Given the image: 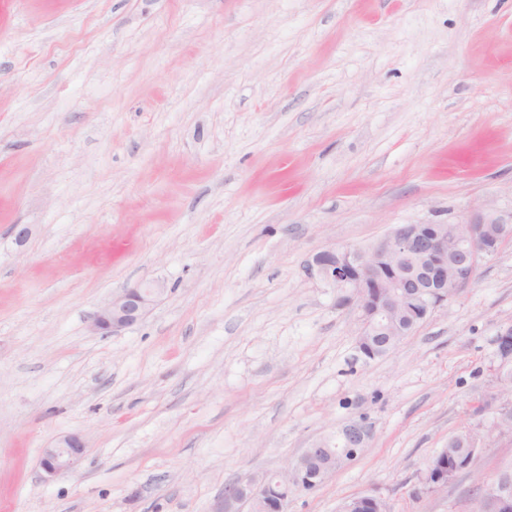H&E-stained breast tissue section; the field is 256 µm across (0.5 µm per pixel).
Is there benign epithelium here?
<instances>
[{
	"label": "benign epithelium",
	"mask_w": 512,
	"mask_h": 512,
	"mask_svg": "<svg viewBox=\"0 0 512 512\" xmlns=\"http://www.w3.org/2000/svg\"><path fill=\"white\" fill-rule=\"evenodd\" d=\"M512 235V219L478 216L461 224H396L384 237L366 248L334 247L315 253L307 264L308 274L331 288L342 291V307L354 305L361 313L363 329L356 348L361 352L367 339L390 348L389 336H401L424 322L430 314L448 305L475 278L481 261L491 256L498 244ZM163 285L149 281L127 288L94 316L92 330L114 334L138 323L149 311ZM497 369L512 365V324L502 326L495 340ZM499 405L488 419L465 428L472 457L478 458L485 438L505 433L502 419L512 411V401L497 396ZM373 426L361 414L336 430L340 447L328 438L318 440L288 467L272 475L245 472L224 488V512H242L243 505H268L271 485L288 497L310 492L324 485L336 471L365 453ZM85 452L84 443L65 436L43 450L40 467L53 477L73 470ZM455 471L424 472L429 490L448 485ZM481 512H512V491L498 479H483L479 486ZM339 512H390L386 502L363 493L345 498Z\"/></svg>",
	"instance_id": "benign-epithelium-1"
}]
</instances>
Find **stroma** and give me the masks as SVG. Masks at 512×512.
<instances>
[{
	"label": "stroma",
	"instance_id": "1",
	"mask_svg": "<svg viewBox=\"0 0 512 512\" xmlns=\"http://www.w3.org/2000/svg\"><path fill=\"white\" fill-rule=\"evenodd\" d=\"M480 214L512 217V0H0V512H222L362 413L366 452L288 512H478L512 435L422 477L491 386L512 237L368 363L306 266ZM149 280L142 321L91 331ZM85 452L84 443L75 436H65L49 448H44L40 467L48 477L73 470ZM441 463V459L435 457H431L427 464L426 468L428 469L424 472L423 484L429 490H435L448 485L458 474L457 471H431L429 468L438 466ZM339 512H390L386 502L375 495L363 493L345 498L339 505Z\"/></svg>",
	"mask_w": 512,
	"mask_h": 512
}]
</instances>
